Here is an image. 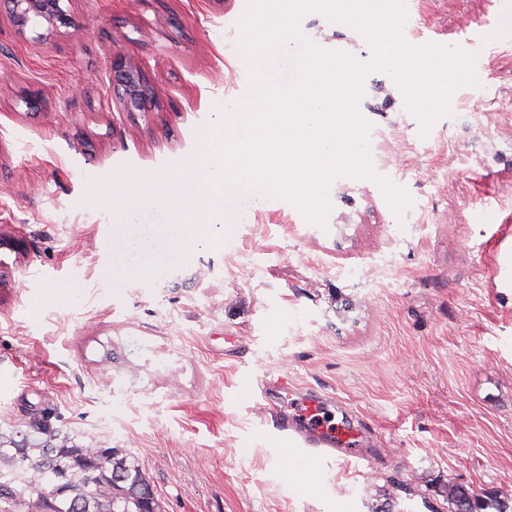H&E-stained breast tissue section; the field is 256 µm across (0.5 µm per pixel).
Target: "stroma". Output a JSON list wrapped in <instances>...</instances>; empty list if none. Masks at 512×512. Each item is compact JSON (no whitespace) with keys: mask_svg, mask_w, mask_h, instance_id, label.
Masks as SVG:
<instances>
[{"mask_svg":"<svg viewBox=\"0 0 512 512\" xmlns=\"http://www.w3.org/2000/svg\"><path fill=\"white\" fill-rule=\"evenodd\" d=\"M415 39L456 46L485 23L491 56L428 135L385 72L365 92L376 175L413 200L396 217L373 180L336 178L326 226L245 200L222 245L203 238L147 280L113 238L177 236L169 211L112 206L122 174L187 167L238 95L240 0H73L80 37L0 24V434L52 427L125 448L165 512H448V486L512 512V0H409ZM305 38L370 48L311 12ZM151 93L122 112L101 82L116 55ZM287 376L374 449L314 477L256 438L239 386Z\"/></svg>","mask_w":512,"mask_h":512,"instance_id":"35a3bbf8","label":"stroma"}]
</instances>
